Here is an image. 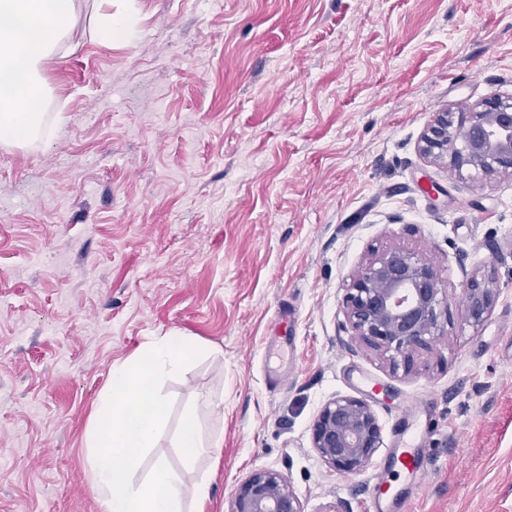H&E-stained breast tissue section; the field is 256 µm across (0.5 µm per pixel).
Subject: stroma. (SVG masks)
Masks as SVG:
<instances>
[{"mask_svg":"<svg viewBox=\"0 0 512 512\" xmlns=\"http://www.w3.org/2000/svg\"><path fill=\"white\" fill-rule=\"evenodd\" d=\"M137 36L93 39L94 0L43 77L53 139L0 147V512H100L89 423L113 365L170 330L209 348L165 380L168 422L137 472H182L195 408L223 432L197 465L206 512L252 471L305 512H365L397 415L428 400L400 512H512V176L420 152L434 113L512 97V0H134ZM447 276L443 335L410 371L352 336L344 289L371 250ZM497 290L476 328L466 275ZM366 400L364 471L310 429ZM311 443L329 466L353 474L371 464L381 447V429L365 400L339 396L320 409L311 427Z\"/></svg>","mask_w":512,"mask_h":512,"instance_id":"stroma-1","label":"stroma"}]
</instances>
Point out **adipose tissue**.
I'll list each match as a JSON object with an SVG mask.
<instances>
[{
    "mask_svg": "<svg viewBox=\"0 0 512 512\" xmlns=\"http://www.w3.org/2000/svg\"><path fill=\"white\" fill-rule=\"evenodd\" d=\"M76 15L77 0H0L1 146L51 139L42 69L63 49ZM93 32L103 43L133 40V15L113 11L112 0H98ZM200 352L190 337L169 331L153 337L131 360L113 365L91 424L92 478L101 512H186L184 478L193 476L199 457L223 448V434L203 435L195 413L186 412L177 438L182 473L161 462L144 480H136L135 472L166 424L160 382Z\"/></svg>",
    "mask_w": 512,
    "mask_h": 512,
    "instance_id": "1",
    "label": "adipose tissue"
}]
</instances>
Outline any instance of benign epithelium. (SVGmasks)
Wrapping results in <instances>:
<instances>
[{
  "mask_svg": "<svg viewBox=\"0 0 512 512\" xmlns=\"http://www.w3.org/2000/svg\"><path fill=\"white\" fill-rule=\"evenodd\" d=\"M421 152L433 163L491 179L512 175V102L497 95L458 115H433ZM496 298L491 279L464 283L466 322L479 327ZM448 305L442 271L420 252L404 246L375 250L345 288L344 316L353 335L379 351L392 369L409 371L420 351L442 336L440 317ZM312 448L342 473L366 469L381 447V429L363 399L339 396L320 409L311 427ZM227 512H304L281 475L257 469L232 496Z\"/></svg>",
  "mask_w": 512,
  "mask_h": 512,
  "instance_id": "benign-epithelium-1",
  "label": "benign epithelium"
}]
</instances>
